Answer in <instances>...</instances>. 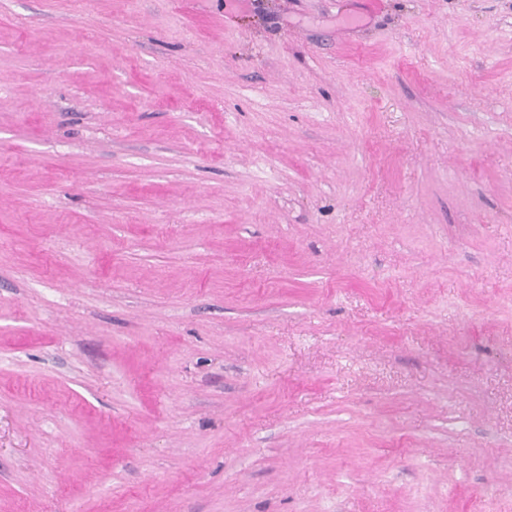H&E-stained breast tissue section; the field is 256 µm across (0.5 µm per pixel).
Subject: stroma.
Listing matches in <instances>:
<instances>
[{
    "mask_svg": "<svg viewBox=\"0 0 512 512\" xmlns=\"http://www.w3.org/2000/svg\"><path fill=\"white\" fill-rule=\"evenodd\" d=\"M0 512H512V0H0Z\"/></svg>",
    "mask_w": 512,
    "mask_h": 512,
    "instance_id": "35a3bbf8",
    "label": "stroma"
}]
</instances>
